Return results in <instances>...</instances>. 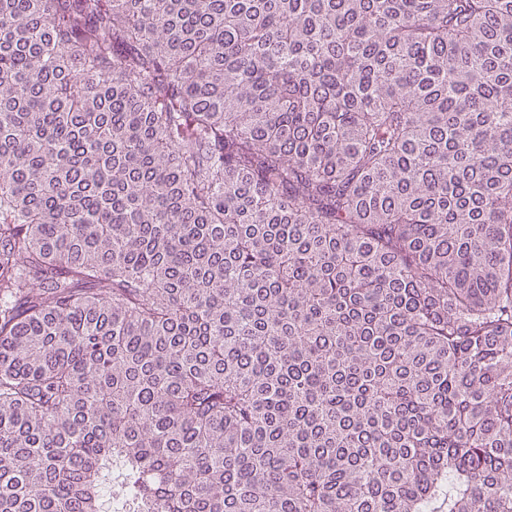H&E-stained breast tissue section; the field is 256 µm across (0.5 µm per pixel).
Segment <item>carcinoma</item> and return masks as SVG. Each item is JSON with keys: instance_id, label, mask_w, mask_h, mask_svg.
Returning a JSON list of instances; mask_svg holds the SVG:
<instances>
[{"instance_id": "1", "label": "carcinoma", "mask_w": 512, "mask_h": 512, "mask_svg": "<svg viewBox=\"0 0 512 512\" xmlns=\"http://www.w3.org/2000/svg\"><path fill=\"white\" fill-rule=\"evenodd\" d=\"M512 512V0H0V512Z\"/></svg>"}]
</instances>
